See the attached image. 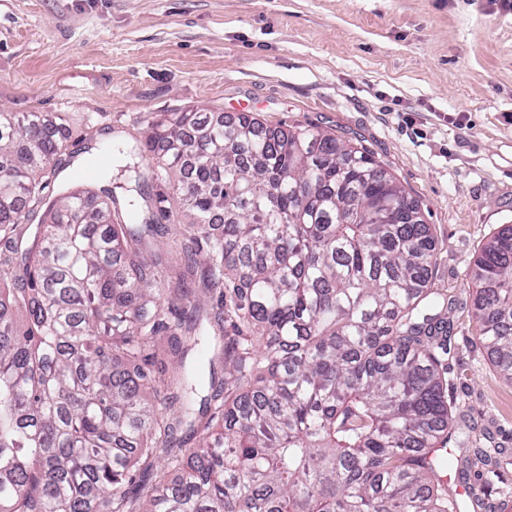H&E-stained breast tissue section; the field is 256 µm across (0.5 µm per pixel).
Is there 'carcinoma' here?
Listing matches in <instances>:
<instances>
[{"label": "carcinoma", "instance_id": "cac0c4a2", "mask_svg": "<svg viewBox=\"0 0 512 512\" xmlns=\"http://www.w3.org/2000/svg\"><path fill=\"white\" fill-rule=\"evenodd\" d=\"M73 133L0 112V512H460L441 480L459 466L448 301L395 177L319 130L172 112L136 147L161 149L152 177L186 218L171 263L161 225L92 189L41 196ZM473 278L512 384V226ZM159 336L175 381L156 378ZM207 344L224 377L212 359L204 382L187 357ZM180 432L199 440L173 482Z\"/></svg>", "mask_w": 512, "mask_h": 512}]
</instances>
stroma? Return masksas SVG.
<instances>
[{"label":"stroma","instance_id":"1","mask_svg":"<svg viewBox=\"0 0 512 512\" xmlns=\"http://www.w3.org/2000/svg\"><path fill=\"white\" fill-rule=\"evenodd\" d=\"M250 116L362 144L430 227L448 301L458 430L512 452V385L478 336L468 272L512 225V7L504 0H0V112H61L66 152L110 164L89 186L126 205L131 153L165 113Z\"/></svg>","mask_w":512,"mask_h":512}]
</instances>
